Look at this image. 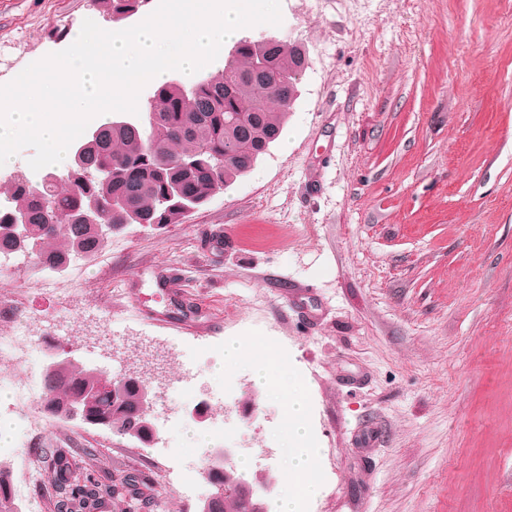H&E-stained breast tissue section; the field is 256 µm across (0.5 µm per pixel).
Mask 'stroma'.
Instances as JSON below:
<instances>
[{"instance_id":"35a3bbf8","label":"stroma","mask_w":512,"mask_h":512,"mask_svg":"<svg viewBox=\"0 0 512 512\" xmlns=\"http://www.w3.org/2000/svg\"><path fill=\"white\" fill-rule=\"evenodd\" d=\"M308 66L279 137L181 223L129 225L41 299L35 259L0 280L7 316L112 325L177 351L214 348L224 431L171 447L52 421L23 457L97 449L103 479L136 469L204 482L202 448H234L248 482L283 479L278 400L225 342L277 351L309 382L322 482L302 512H512V0H281ZM92 0H0V86L67 48ZM217 332H179L184 304Z\"/></svg>"}]
</instances>
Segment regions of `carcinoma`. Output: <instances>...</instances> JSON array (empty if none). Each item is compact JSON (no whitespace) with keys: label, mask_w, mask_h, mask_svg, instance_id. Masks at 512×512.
I'll list each match as a JSON object with an SVG mask.
<instances>
[{"label":"carcinoma","mask_w":512,"mask_h":512,"mask_svg":"<svg viewBox=\"0 0 512 512\" xmlns=\"http://www.w3.org/2000/svg\"><path fill=\"white\" fill-rule=\"evenodd\" d=\"M102 12L120 22L139 14L149 0H93ZM305 69L300 48L274 36L240 40L224 69L195 83V96L184 97L174 82L159 87L147 112L154 126H128L117 120L102 125L95 140L84 141L80 162L70 164L66 181L43 197L32 194L16 177L0 188L10 205L0 207V254L33 255L44 271L96 254L104 248L99 226L77 224L71 218L93 196L107 193L122 206L104 211L102 221L115 226L177 224L185 217L184 204L197 208L222 187L244 176L281 135ZM102 168L112 170L110 185L95 181ZM24 217L31 238L20 242L14 220ZM96 367L71 359L58 363L42 377L41 403L59 412L58 419L76 413L113 434L139 440L145 388L129 385L120 403L108 394L89 397L100 385ZM40 456L50 464L42 470L40 490L47 512H96L105 502L134 506L151 499L153 483L130 472L117 482L85 474L80 482L71 467V450L44 443ZM12 472L0 465V512H22L12 496ZM215 489L207 500L211 512H267L254 485L226 469L208 479ZM240 487L232 496L216 490Z\"/></svg>","instance_id":"obj_1"}]
</instances>
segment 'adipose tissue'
Listing matches in <instances>:
<instances>
[{
  "instance_id": "ef3b65f1",
  "label": "adipose tissue",
  "mask_w": 512,
  "mask_h": 512,
  "mask_svg": "<svg viewBox=\"0 0 512 512\" xmlns=\"http://www.w3.org/2000/svg\"><path fill=\"white\" fill-rule=\"evenodd\" d=\"M256 383L277 397L288 419V474L274 512H300L301 504L316 496L320 480L310 449L308 384L295 370H283L270 357L256 358Z\"/></svg>"
}]
</instances>
